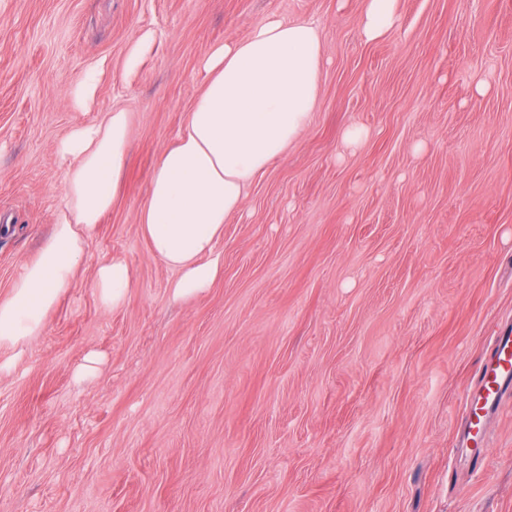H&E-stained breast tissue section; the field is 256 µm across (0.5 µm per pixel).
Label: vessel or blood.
I'll use <instances>...</instances> for the list:
<instances>
[{
	"label": "vessel or blood",
	"instance_id": "obj_1",
	"mask_svg": "<svg viewBox=\"0 0 512 512\" xmlns=\"http://www.w3.org/2000/svg\"><path fill=\"white\" fill-rule=\"evenodd\" d=\"M493 348L474 390L465 396L463 446L469 455L481 457L486 444L487 422L506 396L512 395V330L493 336Z\"/></svg>",
	"mask_w": 512,
	"mask_h": 512
}]
</instances>
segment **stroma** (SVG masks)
<instances>
[{
  "label": "stroma",
  "mask_w": 512,
  "mask_h": 512,
  "mask_svg": "<svg viewBox=\"0 0 512 512\" xmlns=\"http://www.w3.org/2000/svg\"><path fill=\"white\" fill-rule=\"evenodd\" d=\"M362 8L0 0V297L62 204L56 140L131 115L116 203L0 372V512H512V397L482 462L461 446L465 393L512 326V0H398L375 42ZM271 14L319 25L318 105L225 224L223 275L172 301L137 226L153 165L209 50ZM145 29L155 43L126 70ZM352 124L369 131L353 151ZM115 255L133 286L107 311L93 277ZM92 352L97 374L76 381ZM98 75L99 72L97 70L89 71L84 80L75 88L71 89L70 96L73 107L76 110L80 111L85 107L88 98L96 88Z\"/></svg>",
  "instance_id": "obj_1"
}]
</instances>
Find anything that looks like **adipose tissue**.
I'll return each instance as SVG.
<instances>
[{
    "mask_svg": "<svg viewBox=\"0 0 512 512\" xmlns=\"http://www.w3.org/2000/svg\"><path fill=\"white\" fill-rule=\"evenodd\" d=\"M397 0H364L365 41L399 23ZM325 51L318 26L268 16L247 37L211 49L208 80L178 132L158 157L138 230L150 252L174 270V299L205 293L224 272L217 253L228 219L248 187L301 139L319 100ZM128 112L116 108L74 125L56 143L64 168L63 204L51 233L0 298V369L42 334L46 315L82 265L87 240L114 205L125 174ZM105 309L120 307L132 286L127 263H101L93 282Z\"/></svg>",
    "mask_w": 512,
    "mask_h": 512,
    "instance_id": "1",
    "label": "adipose tissue"
}]
</instances>
